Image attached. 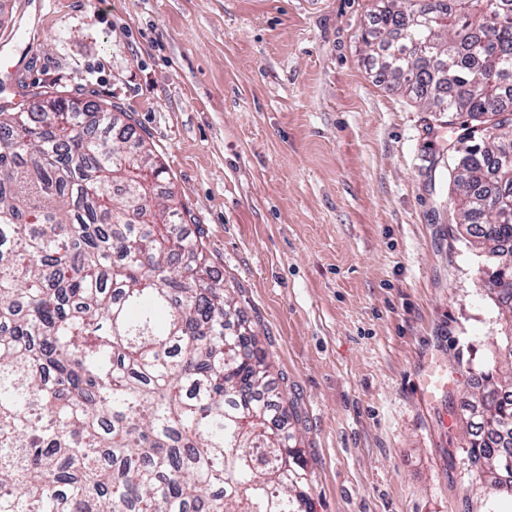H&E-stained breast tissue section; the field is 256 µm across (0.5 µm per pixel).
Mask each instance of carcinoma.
<instances>
[{
  "instance_id": "cac0c4a2",
  "label": "carcinoma",
  "mask_w": 512,
  "mask_h": 512,
  "mask_svg": "<svg viewBox=\"0 0 512 512\" xmlns=\"http://www.w3.org/2000/svg\"><path fill=\"white\" fill-rule=\"evenodd\" d=\"M393 87L466 116L459 224L512 324V0H377ZM0 101V512H313L288 408L132 114ZM462 450L512 495V369Z\"/></svg>"
}]
</instances>
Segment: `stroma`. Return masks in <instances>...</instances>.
<instances>
[{
  "mask_svg": "<svg viewBox=\"0 0 512 512\" xmlns=\"http://www.w3.org/2000/svg\"><path fill=\"white\" fill-rule=\"evenodd\" d=\"M376 2L0 0V86L133 114L293 404L314 512H512L448 460L508 325L458 234L454 127L366 58Z\"/></svg>",
  "mask_w": 512,
  "mask_h": 512,
  "instance_id": "obj_1",
  "label": "stroma"
}]
</instances>
